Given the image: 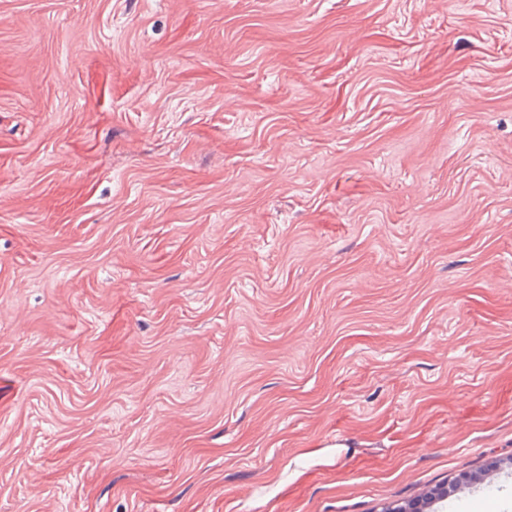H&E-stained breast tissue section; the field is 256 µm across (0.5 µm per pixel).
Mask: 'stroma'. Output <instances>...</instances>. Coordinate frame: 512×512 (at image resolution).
<instances>
[{
  "instance_id": "35a3bbf8",
  "label": "stroma",
  "mask_w": 512,
  "mask_h": 512,
  "mask_svg": "<svg viewBox=\"0 0 512 512\" xmlns=\"http://www.w3.org/2000/svg\"><path fill=\"white\" fill-rule=\"evenodd\" d=\"M509 456L512 0H0V512H475Z\"/></svg>"
}]
</instances>
